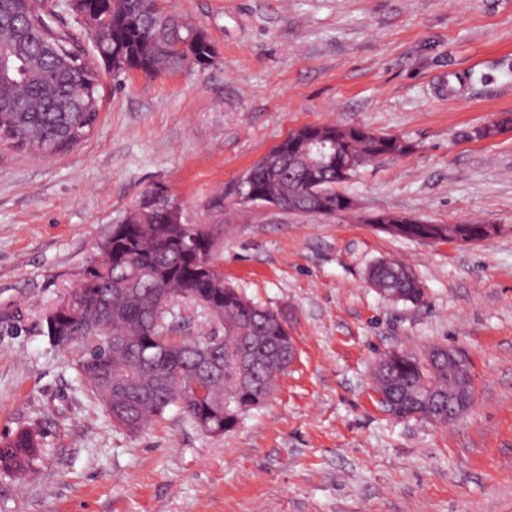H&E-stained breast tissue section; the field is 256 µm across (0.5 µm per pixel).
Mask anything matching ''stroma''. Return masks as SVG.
Returning <instances> with one entry per match:
<instances>
[{
    "mask_svg": "<svg viewBox=\"0 0 512 512\" xmlns=\"http://www.w3.org/2000/svg\"><path fill=\"white\" fill-rule=\"evenodd\" d=\"M204 28L206 68L155 77L101 66L87 138L50 157L0 146V436L41 435L30 475L0 473V512H512V0H160ZM304 125H360L412 144L342 184L335 216L240 204L246 171ZM215 225L224 276L282 310L296 359L215 437L177 409L116 430L42 316L140 193ZM223 196L224 211L211 206ZM494 224L476 243L396 237L367 213ZM423 282L382 297L368 267ZM472 360L453 423L399 419L374 388L388 351ZM368 279L384 296L413 305L425 301L426 291L422 282L404 264L391 261L374 263L368 270Z\"/></svg>",
    "mask_w": 512,
    "mask_h": 512,
    "instance_id": "1",
    "label": "stroma"
}]
</instances>
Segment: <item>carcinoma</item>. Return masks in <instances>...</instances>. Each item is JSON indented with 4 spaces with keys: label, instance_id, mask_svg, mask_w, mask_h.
I'll use <instances>...</instances> for the list:
<instances>
[{
    "label": "carcinoma",
    "instance_id": "carcinoma-1",
    "mask_svg": "<svg viewBox=\"0 0 512 512\" xmlns=\"http://www.w3.org/2000/svg\"><path fill=\"white\" fill-rule=\"evenodd\" d=\"M96 12L102 60L112 55L126 70L149 76L173 72L187 65L209 64L214 44L204 29L175 13L141 8L138 0H88ZM0 46L11 47L18 57L15 82L0 78V144L40 156L66 151L93 129L100 106V71L87 59L74 34L62 29L54 13L32 9L25 0H0ZM391 140L350 138L339 146V155H353L372 163L412 151V145ZM277 165L255 164L242 182V191L253 194L274 191L287 211L313 214L304 190L313 175L307 157L278 151ZM326 193L324 215L340 211L342 192L336 186V168L318 174ZM138 203L148 212L143 223L121 225V234L107 238L110 251L103 259V273L87 271L80 284L81 303L97 318L88 330L65 317H44L49 340L69 347V338L80 337L77 370L85 387L102 401L112 425L135 433L148 422L177 408L197 429L220 436L233 429L240 411L265 401L268 391L239 385V358L254 362V376L266 380L288 369L291 336L279 325L282 311L255 303L224 280L220 244L209 224L186 228L165 223V208L172 197L161 186L145 189ZM395 235L418 240H448L446 224H401ZM190 240L209 255L211 274L197 270L192 253L182 243ZM370 283L380 294L410 303L425 301L426 291L404 264L379 261L368 270ZM172 305L188 303L212 317L215 304L224 309V335L199 336L201 344L214 346L210 356L224 372L202 378L201 394L182 406L180 386L201 369L200 357L187 337L179 335L181 316L159 306V298ZM465 353L432 346L423 358L392 351L383 355L385 368L373 373L375 388L385 397L389 411L400 417L437 415L448 424L455 413L448 399L460 392L472 393L470 367ZM41 455L40 434L24 428L0 439V472L26 475Z\"/></svg>",
    "mask_w": 512,
    "mask_h": 512
}]
</instances>
